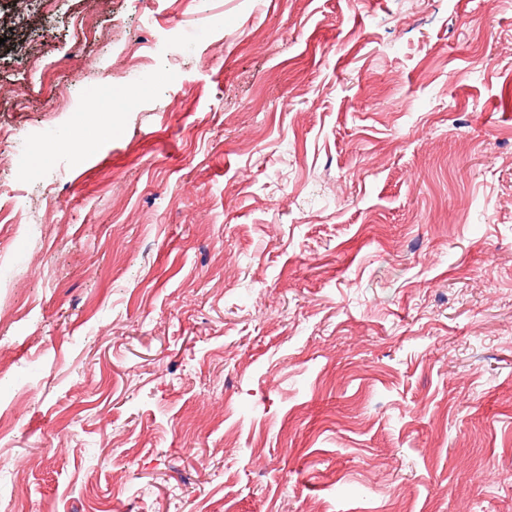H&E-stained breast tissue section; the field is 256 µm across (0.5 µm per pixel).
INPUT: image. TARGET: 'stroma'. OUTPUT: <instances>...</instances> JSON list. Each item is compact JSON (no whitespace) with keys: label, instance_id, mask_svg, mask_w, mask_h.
Segmentation results:
<instances>
[{"label":"stroma","instance_id":"35a3bbf8","mask_svg":"<svg viewBox=\"0 0 512 512\" xmlns=\"http://www.w3.org/2000/svg\"><path fill=\"white\" fill-rule=\"evenodd\" d=\"M2 29L0 512H512V0Z\"/></svg>","mask_w":512,"mask_h":512}]
</instances>
